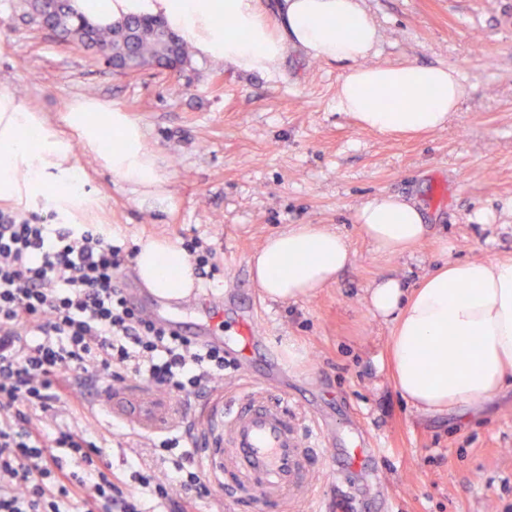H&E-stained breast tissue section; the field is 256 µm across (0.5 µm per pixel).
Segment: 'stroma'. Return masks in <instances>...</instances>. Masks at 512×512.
<instances>
[{
    "label": "stroma",
    "instance_id": "1",
    "mask_svg": "<svg viewBox=\"0 0 512 512\" xmlns=\"http://www.w3.org/2000/svg\"><path fill=\"white\" fill-rule=\"evenodd\" d=\"M380 41L374 65H446L464 94L444 129L415 136L360 127L336 107L340 65L288 48L271 74L192 60L170 72L122 75L94 51L41 29L27 0H0V93L56 118L95 99L142 125L167 177L168 207L139 203L79 141L72 154L83 191L69 221L104 224L126 247L201 236L214 251V291L240 279L263 334L288 368L289 400H314L337 433L359 426L383 444L369 490L316 461L324 512H512V390L477 408L417 413L391 379V325L371 314L366 291L382 278L417 287L443 259L512 257V0H362ZM422 207L430 234L403 255L377 252L356 220L378 194ZM492 215L481 224L478 213ZM292 224L345 233L350 264L313 297L269 300L249 261ZM240 374L194 399L188 418L216 429ZM108 459L128 469L132 441L109 417L90 420Z\"/></svg>",
    "mask_w": 512,
    "mask_h": 512
}]
</instances>
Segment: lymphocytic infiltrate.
Segmentation results:
<instances>
[{
    "label": "lymphocytic infiltrate",
    "instance_id": "obj_1",
    "mask_svg": "<svg viewBox=\"0 0 512 512\" xmlns=\"http://www.w3.org/2000/svg\"><path fill=\"white\" fill-rule=\"evenodd\" d=\"M135 256L99 224L0 214V512H193L203 500L224 512L191 427L152 444L163 471L139 453L125 475L76 419L97 376L188 401L236 366L129 304L120 274Z\"/></svg>",
    "mask_w": 512,
    "mask_h": 512
}]
</instances>
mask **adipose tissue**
Here are the masks:
<instances>
[{"label":"adipose tissue","mask_w":512,"mask_h":512,"mask_svg":"<svg viewBox=\"0 0 512 512\" xmlns=\"http://www.w3.org/2000/svg\"><path fill=\"white\" fill-rule=\"evenodd\" d=\"M76 13L96 24L131 15L161 16L192 44L197 58L218 60L241 73L274 72L288 47L347 67L336 103L359 125L382 134H418L443 128L464 88L448 66L370 64L379 30L360 0H72ZM385 102L366 99L368 89ZM57 131L41 112L0 94V200L38 207L48 188L73 194L70 136L83 152L139 194L162 207L167 176L139 124L94 100L61 116ZM113 138H106L105 129ZM364 235L387 255L403 253L429 232L419 209L380 195L357 213ZM352 250L342 233L299 224L270 236L251 259L253 279L275 301L297 300L335 281ZM136 268L153 293L184 298L195 284L182 250L165 240L140 245ZM370 310L392 321L389 365L401 396L418 412L443 414L491 400L512 387V258L444 261L420 286L406 290L389 278L370 288Z\"/></svg>","instance_id":"1"}]
</instances>
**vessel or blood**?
Instances as JSON below:
<instances>
[{
	"instance_id": "b4317fda",
	"label": "vessel or blood",
	"mask_w": 512,
	"mask_h": 512,
	"mask_svg": "<svg viewBox=\"0 0 512 512\" xmlns=\"http://www.w3.org/2000/svg\"><path fill=\"white\" fill-rule=\"evenodd\" d=\"M129 301L156 323L205 344L226 346L243 365L262 360L265 369L279 368V358L259 335L261 323L253 307L239 303L238 329L231 336H214L224 321L223 306L200 296L199 316L182 314V302L165 297L144 303L136 294ZM98 404L127 425L150 432L167 414L170 398L138 383L102 388ZM316 438H308L300 427L298 414L288 406V398L257 387L241 393L224 412V439L220 445L204 449L202 460L220 489H227L228 475H236L242 487H256L263 501L273 502L278 512H295L298 503L315 494L313 462L319 456L336 459L349 472L372 471L376 465L374 442L365 438L339 439L327 424H319Z\"/></svg>"
}]
</instances>
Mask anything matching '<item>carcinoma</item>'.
Listing matches in <instances>:
<instances>
[{
	"label": "carcinoma",
	"instance_id": "cac0c4a2",
	"mask_svg": "<svg viewBox=\"0 0 512 512\" xmlns=\"http://www.w3.org/2000/svg\"><path fill=\"white\" fill-rule=\"evenodd\" d=\"M38 23L76 46L98 47L101 59L120 73L152 66L180 69L191 60L188 42L161 17L131 16L101 26L76 15L69 0H58L55 14Z\"/></svg>",
	"mask_w": 512,
	"mask_h": 512
}]
</instances>
